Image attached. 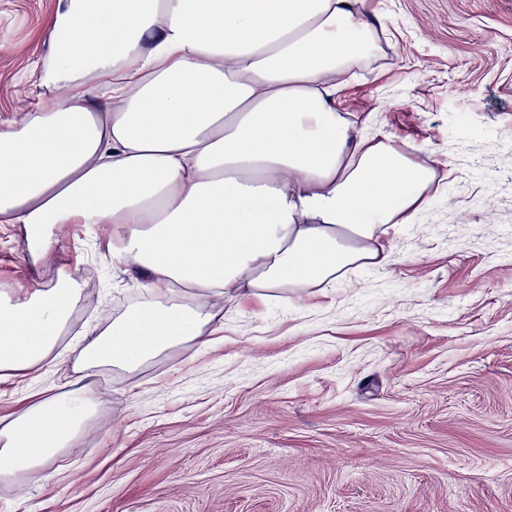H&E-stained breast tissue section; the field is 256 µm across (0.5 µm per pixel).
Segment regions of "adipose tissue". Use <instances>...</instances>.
<instances>
[{
  "mask_svg": "<svg viewBox=\"0 0 512 512\" xmlns=\"http://www.w3.org/2000/svg\"><path fill=\"white\" fill-rule=\"evenodd\" d=\"M361 0H60L41 76L53 97L0 123V224L41 269L66 224L112 227L148 302L75 343L81 370L137 371L212 344L207 297L315 294L387 268L391 228L434 170L342 114L334 77L373 48ZM82 298L67 275L0 290V382L56 362ZM96 392H35L0 425V479L49 471Z\"/></svg>",
  "mask_w": 512,
  "mask_h": 512,
  "instance_id": "ef3b65f1",
  "label": "adipose tissue"
}]
</instances>
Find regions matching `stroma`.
Segmentation results:
<instances>
[{
	"instance_id": "1",
	"label": "stroma",
	"mask_w": 512,
	"mask_h": 512,
	"mask_svg": "<svg viewBox=\"0 0 512 512\" xmlns=\"http://www.w3.org/2000/svg\"><path fill=\"white\" fill-rule=\"evenodd\" d=\"M58 0H0V122L44 105ZM376 48L336 92L435 171L393 262L325 294L217 303L218 340L139 372L99 369L98 412L53 482H0V512H512V0H365ZM49 266L79 279L69 330L140 300L112 227L68 224ZM23 231L0 224V285L24 292ZM0 384V419L57 388Z\"/></svg>"
}]
</instances>
